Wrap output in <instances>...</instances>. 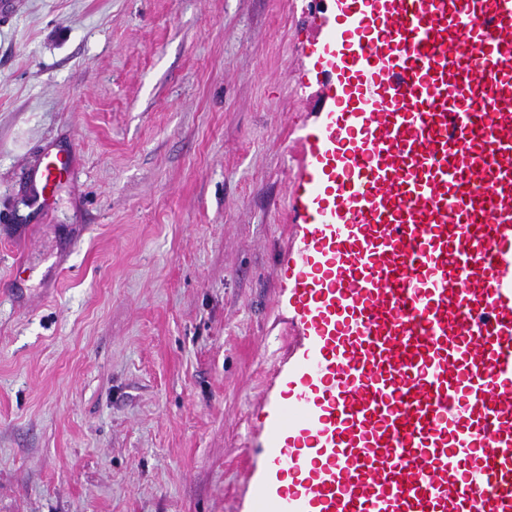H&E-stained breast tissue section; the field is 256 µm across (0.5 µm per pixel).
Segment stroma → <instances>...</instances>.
<instances>
[{
    "instance_id": "stroma-1",
    "label": "stroma",
    "mask_w": 512,
    "mask_h": 512,
    "mask_svg": "<svg viewBox=\"0 0 512 512\" xmlns=\"http://www.w3.org/2000/svg\"><path fill=\"white\" fill-rule=\"evenodd\" d=\"M331 0H11L0 512H253L302 354L281 271ZM81 153L51 210L25 172Z\"/></svg>"
}]
</instances>
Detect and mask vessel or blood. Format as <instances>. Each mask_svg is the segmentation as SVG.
Returning <instances> with one entry per match:
<instances>
[{"label":"vessel or blood","mask_w":512,"mask_h":512,"mask_svg":"<svg viewBox=\"0 0 512 512\" xmlns=\"http://www.w3.org/2000/svg\"><path fill=\"white\" fill-rule=\"evenodd\" d=\"M284 259L307 512H512V0H336ZM74 152L29 179L48 210Z\"/></svg>","instance_id":"vessel-or-blood-1"}]
</instances>
